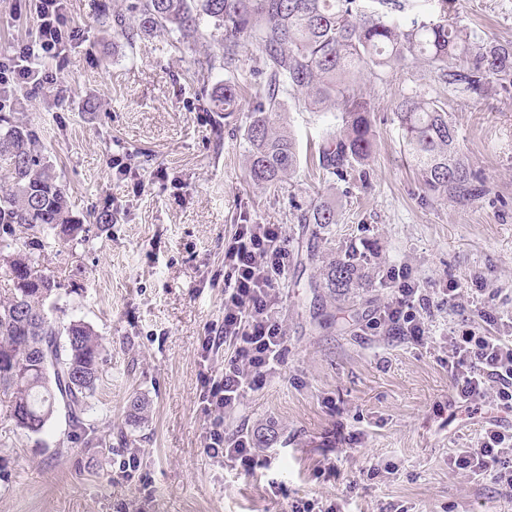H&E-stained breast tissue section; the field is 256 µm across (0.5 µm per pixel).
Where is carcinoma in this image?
Wrapping results in <instances>:
<instances>
[{"instance_id":"1","label":"carcinoma","mask_w":512,"mask_h":512,"mask_svg":"<svg viewBox=\"0 0 512 512\" xmlns=\"http://www.w3.org/2000/svg\"><path fill=\"white\" fill-rule=\"evenodd\" d=\"M415 0H126L104 15L105 25L129 47L144 35L190 42L208 32L217 46L193 60V76L227 75L210 98L211 110L238 111L241 79L257 74L251 109L235 131L247 144L248 177L272 188L299 168L295 136L281 126L284 96L317 112H333L338 125L323 136L317 167L344 178L375 149L374 105L357 82L368 70L393 79L408 62H427L438 80L477 97L493 85L512 88V41H485L448 19L455 0H434L435 19L409 17ZM254 44V66L244 49ZM393 121L423 192L460 205L486 192L481 172L461 151L443 104L420 90L401 92ZM301 224L325 230L338 223L336 208L317 200ZM75 221L66 190L39 148L35 130L0 113V256L14 293L0 300V394L16 428L39 433L63 402L69 426L83 430L100 379L99 336L80 321L50 315L46 300L60 289L33 270L40 236L70 240ZM306 259L319 270L308 287L344 296L369 286L365 257L354 249L329 259L311 245Z\"/></svg>"}]
</instances>
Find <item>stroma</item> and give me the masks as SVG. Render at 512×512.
Instances as JSON below:
<instances>
[{"label":"stroma","instance_id":"stroma-1","mask_svg":"<svg viewBox=\"0 0 512 512\" xmlns=\"http://www.w3.org/2000/svg\"><path fill=\"white\" fill-rule=\"evenodd\" d=\"M119 0H64L74 38L60 60L64 97H30L18 116L38 133L64 184L72 215L88 230L47 241L37 270L61 284L54 314L80 320L101 339L103 363L89 421L110 449L69 440L63 413L38 434L16 428L0 400V512H289L293 500H345L348 512H512L491 482L471 483L448 458L474 444L486 417L512 427V412L458 406L439 343L365 334L364 318L385 301L390 266L408 265L426 287L485 280L488 309L512 313V91L477 98L410 64L400 80L362 74L374 104L377 149L364 173L341 179L313 166L329 112L287 100L282 123L299 144L300 167L277 188L247 177V146L209 99L222 83L194 79L193 61L212 39L173 48L145 36L135 46L106 35L103 9ZM35 0H0V53L35 34ZM478 36L512 40V0H457L452 16ZM418 88L445 102L462 151L488 193L469 205L428 197L405 162L392 104ZM100 103L87 109V99ZM130 163L121 175L114 156ZM327 197L337 224L312 240L300 223ZM114 220L93 224L92 213ZM278 224L290 262L276 311L288 337L280 375L227 414L224 430L265 436L269 465L244 475L210 458V417L201 378L221 373L223 352L202 347L224 318V242L238 224ZM322 253L355 247L372 285L334 296L308 287L310 242ZM146 405L132 416L130 403ZM337 474L314 472L325 458ZM383 471L370 478L367 470Z\"/></svg>","mask_w":512,"mask_h":512}]
</instances>
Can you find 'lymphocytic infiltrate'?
<instances>
[{
    "label": "lymphocytic infiltrate",
    "instance_id": "lymphocytic-infiltrate-1",
    "mask_svg": "<svg viewBox=\"0 0 512 512\" xmlns=\"http://www.w3.org/2000/svg\"><path fill=\"white\" fill-rule=\"evenodd\" d=\"M63 27L62 0H40L35 35L19 51L26 65L0 61L1 101L10 100L21 82L34 94L58 89L56 73L36 68L35 63L58 57ZM287 263L288 245L280 225H237L224 244V320L209 329L204 341L206 349L230 350L222 374L204 380L201 402L213 417L207 452L247 474L264 462L256 458L247 432L225 433L224 417L244 395L263 389L282 365L286 336L275 315V300ZM386 282L390 295L368 325L389 336L424 343L426 325L435 311L461 304L459 288L425 287L402 266L390 267ZM444 353L460 403H472L489 391L497 407L512 411V333L494 335L457 324L448 329ZM449 466L472 480L491 481L512 497V428L494 420L485 422L475 446L457 449Z\"/></svg>",
    "mask_w": 512,
    "mask_h": 512
}]
</instances>
